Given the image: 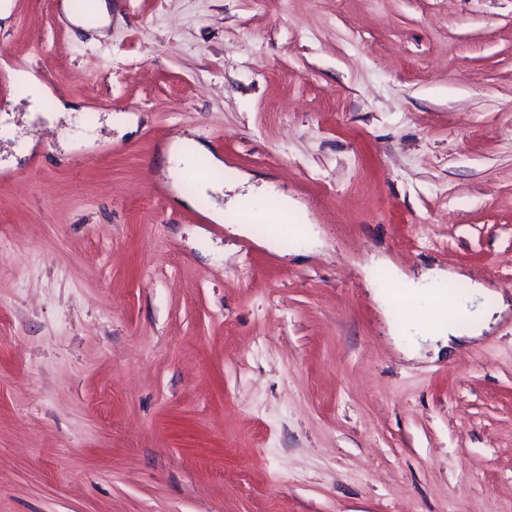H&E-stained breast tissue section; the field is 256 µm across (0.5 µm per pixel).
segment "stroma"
<instances>
[{"label": "stroma", "mask_w": 512, "mask_h": 512, "mask_svg": "<svg viewBox=\"0 0 512 512\" xmlns=\"http://www.w3.org/2000/svg\"><path fill=\"white\" fill-rule=\"evenodd\" d=\"M61 2L0 21V512H512V312L411 358L393 281L512 293V0ZM107 0L95 1V11L92 16L84 17L83 15L74 13L70 7V1L62 2V9L66 16L75 24L86 28H101L105 25L109 15V5ZM15 79L18 83L26 86L30 95V101L32 103L31 108L35 109L39 107L41 102L51 95L50 90L45 85L37 81L29 72L18 71L15 74ZM186 138L176 139L170 143V145L164 150V170L165 175L171 182L172 188L176 190L177 181L183 176L185 168H182L180 164L183 158L189 154L197 157H205L211 166L221 167L224 163L212 154L205 144L194 142L193 150L187 152L183 148V142ZM239 203L244 209L265 218L272 215L288 214V197L284 195L268 197L263 202H258L253 196L246 195L239 199Z\"/></svg>", "instance_id": "stroma-1"}]
</instances>
